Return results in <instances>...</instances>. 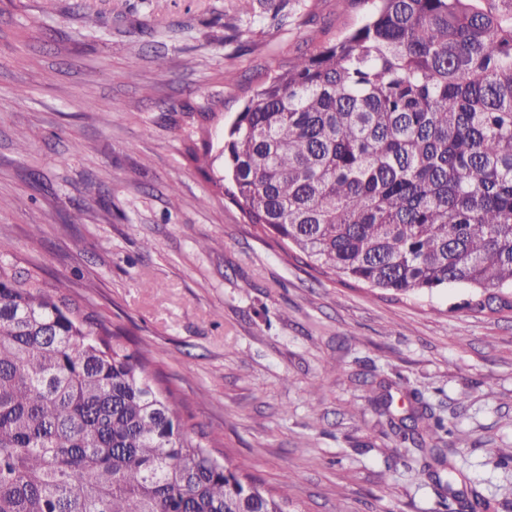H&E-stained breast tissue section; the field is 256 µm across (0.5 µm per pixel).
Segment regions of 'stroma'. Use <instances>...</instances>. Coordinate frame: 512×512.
<instances>
[{
    "label": "stroma",
    "mask_w": 512,
    "mask_h": 512,
    "mask_svg": "<svg viewBox=\"0 0 512 512\" xmlns=\"http://www.w3.org/2000/svg\"><path fill=\"white\" fill-rule=\"evenodd\" d=\"M336 0H0V259L66 280L131 329L288 512H462L406 466L372 403L414 400L465 435L467 487L512 512V313L465 288L409 296L310 268L185 157L275 67L357 26ZM219 115L208 140L184 105ZM67 164H58V156Z\"/></svg>",
    "instance_id": "obj_1"
}]
</instances>
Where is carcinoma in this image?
I'll list each match as a JSON object with an SVG mask.
<instances>
[{
  "label": "carcinoma",
  "instance_id": "1",
  "mask_svg": "<svg viewBox=\"0 0 512 512\" xmlns=\"http://www.w3.org/2000/svg\"><path fill=\"white\" fill-rule=\"evenodd\" d=\"M336 2L369 4L364 22L246 99L224 195L314 268L512 311V0ZM66 288L0 262V512H284ZM390 426L438 496L489 508L455 489V425L424 403Z\"/></svg>",
  "mask_w": 512,
  "mask_h": 512
}]
</instances>
